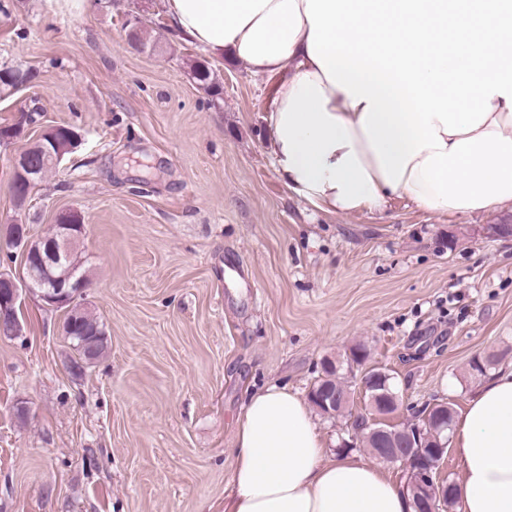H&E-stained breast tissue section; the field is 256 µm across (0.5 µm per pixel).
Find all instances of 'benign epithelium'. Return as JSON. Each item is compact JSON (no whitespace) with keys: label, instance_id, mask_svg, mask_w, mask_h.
Here are the masks:
<instances>
[{"label":"benign epithelium","instance_id":"1","mask_svg":"<svg viewBox=\"0 0 512 512\" xmlns=\"http://www.w3.org/2000/svg\"><path fill=\"white\" fill-rule=\"evenodd\" d=\"M80 136L72 131L63 137L59 134V127L53 126L45 129L41 135L30 141L12 159L11 190L16 201L27 196V190L35 182L38 171V161H52L58 165L78 147ZM56 223L63 225V230L45 248H40L37 239L31 237L30 231L22 226L10 224V232L6 233L13 248L19 250L23 256L29 252L40 255V263L26 265L21 277L12 275L0 278V331L13 334L18 325L16 305L21 292L38 296L41 299L52 300L57 297L61 289H70V297L76 298L82 293L86 285L85 275H76L68 268L60 275L54 274V269L62 264L63 259L70 258L71 252L78 246L83 233V219L81 214L68 209L58 213ZM409 440L420 434L417 427L406 429ZM406 439V440H408ZM406 440H401L399 447L378 449V458L386 463L398 464L411 474L406 487L410 490L415 512H431L432 501L422 495V489L432 490L436 499H444L456 492L455 484H447L437 478V471L447 451V444L440 445L431 459L418 462L412 455V450L406 447Z\"/></svg>","mask_w":512,"mask_h":512}]
</instances>
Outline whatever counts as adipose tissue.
Listing matches in <instances>:
<instances>
[{"label": "adipose tissue", "instance_id": "1", "mask_svg": "<svg viewBox=\"0 0 512 512\" xmlns=\"http://www.w3.org/2000/svg\"><path fill=\"white\" fill-rule=\"evenodd\" d=\"M165 0L178 37L276 74L269 151L288 189L343 216L403 199L448 214L512 204V0ZM480 39L448 43V27ZM224 512H413L360 456L326 452L309 403L271 384L235 433ZM461 512H512V365L457 421Z\"/></svg>", "mask_w": 512, "mask_h": 512}]
</instances>
